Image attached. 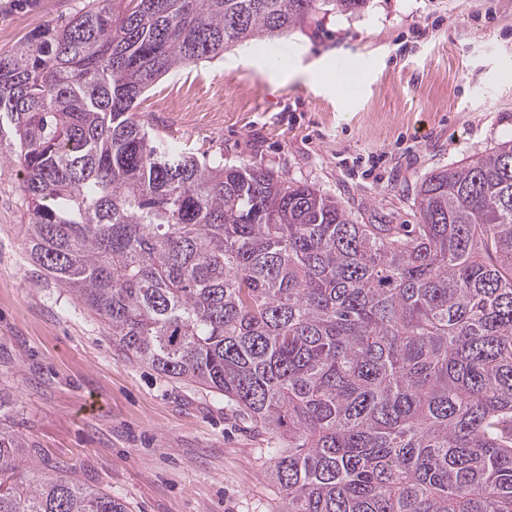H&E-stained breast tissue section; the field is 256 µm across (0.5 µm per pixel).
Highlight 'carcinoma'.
Returning <instances> with one entry per match:
<instances>
[{
    "instance_id": "1",
    "label": "carcinoma",
    "mask_w": 512,
    "mask_h": 512,
    "mask_svg": "<svg viewBox=\"0 0 512 512\" xmlns=\"http://www.w3.org/2000/svg\"><path fill=\"white\" fill-rule=\"evenodd\" d=\"M367 0H87L0 54L27 245L129 359L275 437L277 512H512V140L360 224L317 186L202 163L159 79ZM0 425V512H125Z\"/></svg>"
}]
</instances>
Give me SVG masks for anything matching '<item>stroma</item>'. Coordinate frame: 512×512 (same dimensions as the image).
<instances>
[{
    "instance_id": "obj_1",
    "label": "stroma",
    "mask_w": 512,
    "mask_h": 512,
    "mask_svg": "<svg viewBox=\"0 0 512 512\" xmlns=\"http://www.w3.org/2000/svg\"><path fill=\"white\" fill-rule=\"evenodd\" d=\"M85 0H0V53ZM364 77L337 93L321 63ZM155 133L335 195L363 224L416 223L426 174L512 139V0H369L317 12L280 42L156 82ZM19 166L0 160V422L33 462L68 467L128 512H274L271 435L223 397L127 359L103 325L36 271Z\"/></svg>"
}]
</instances>
